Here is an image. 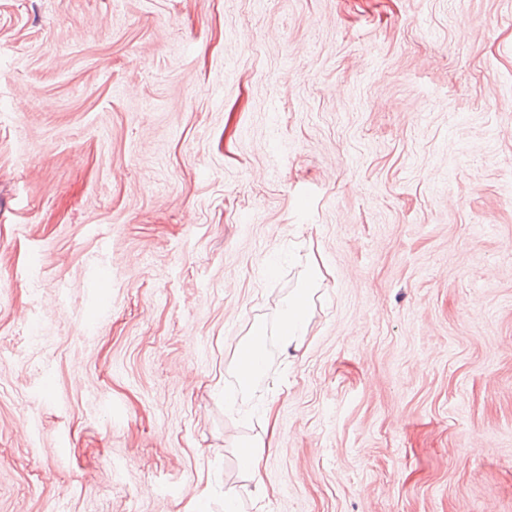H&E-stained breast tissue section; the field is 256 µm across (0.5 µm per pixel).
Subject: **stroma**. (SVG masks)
<instances>
[{
  "instance_id": "1",
  "label": "stroma",
  "mask_w": 512,
  "mask_h": 512,
  "mask_svg": "<svg viewBox=\"0 0 512 512\" xmlns=\"http://www.w3.org/2000/svg\"><path fill=\"white\" fill-rule=\"evenodd\" d=\"M229 507L512 512V0H0V512ZM321 284L319 273L314 272L300 288L289 296L278 315V336L285 348L296 350L306 336L309 303ZM263 336V329L257 328L236 360L234 370L241 385H248L254 378L264 374L265 348ZM276 420L273 419L270 433V439L268 442L263 440L247 445L249 448L243 455L244 469L249 479L254 482L255 487L264 490V475H263V454L264 448H270L271 440L275 434Z\"/></svg>"
}]
</instances>
